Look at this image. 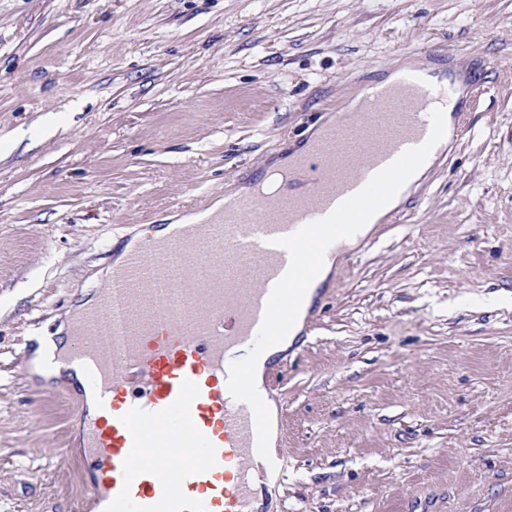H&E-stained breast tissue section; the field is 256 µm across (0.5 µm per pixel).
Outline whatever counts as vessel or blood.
Returning a JSON list of instances; mask_svg holds the SVG:
<instances>
[{
	"mask_svg": "<svg viewBox=\"0 0 512 512\" xmlns=\"http://www.w3.org/2000/svg\"><path fill=\"white\" fill-rule=\"evenodd\" d=\"M454 98L415 68L369 83L363 107L337 111L300 161L298 191L233 197L218 219L145 240L113 266L120 350L104 339L102 304L61 359L97 392L82 416L93 479L76 512H254L250 465L275 392H254L238 354L275 343L320 256L444 150L440 117Z\"/></svg>",
	"mask_w": 512,
	"mask_h": 512,
	"instance_id": "obj_1",
	"label": "vessel or blood"
}]
</instances>
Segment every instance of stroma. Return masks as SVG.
Returning <instances> with one entry per match:
<instances>
[{
    "label": "stroma",
    "mask_w": 512,
    "mask_h": 512,
    "mask_svg": "<svg viewBox=\"0 0 512 512\" xmlns=\"http://www.w3.org/2000/svg\"><path fill=\"white\" fill-rule=\"evenodd\" d=\"M467 130L278 359L269 512H512V0H0V512L89 483L78 388L18 364L139 228L254 183L367 81Z\"/></svg>",
    "instance_id": "stroma-1"
}]
</instances>
